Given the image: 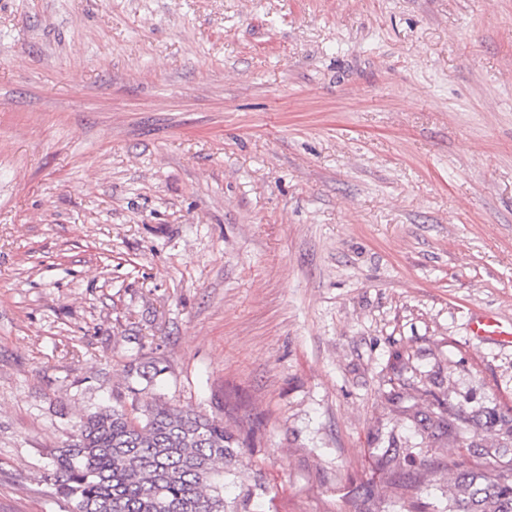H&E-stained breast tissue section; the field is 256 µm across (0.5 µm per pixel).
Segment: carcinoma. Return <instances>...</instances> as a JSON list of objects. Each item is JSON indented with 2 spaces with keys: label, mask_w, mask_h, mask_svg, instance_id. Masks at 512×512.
I'll return each instance as SVG.
<instances>
[{
  "label": "carcinoma",
  "mask_w": 512,
  "mask_h": 512,
  "mask_svg": "<svg viewBox=\"0 0 512 512\" xmlns=\"http://www.w3.org/2000/svg\"><path fill=\"white\" fill-rule=\"evenodd\" d=\"M404 413L428 442L461 450L433 462L448 473L442 512H512L511 406L477 414L426 390ZM244 451L222 421L167 404H118L88 415L77 441L50 453L46 478L71 512H252V489L224 496V476ZM379 469L398 499L424 479L395 443Z\"/></svg>",
  "instance_id": "obj_1"
}]
</instances>
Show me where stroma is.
Listing matches in <instances>:
<instances>
[{
  "instance_id": "stroma-1",
  "label": "stroma",
  "mask_w": 512,
  "mask_h": 512,
  "mask_svg": "<svg viewBox=\"0 0 512 512\" xmlns=\"http://www.w3.org/2000/svg\"><path fill=\"white\" fill-rule=\"evenodd\" d=\"M485 311L512 0H0V512H69L49 453L118 401L223 420L254 512H440L388 380L512 406ZM470 336L476 341H495L502 345H512V324H503L498 317L484 312L472 317ZM401 449L392 440V444H389V447L382 454L379 466V469L385 471L388 475L387 484L392 489L394 497L398 499L402 498L404 490L424 479V473L411 469L408 453L404 454Z\"/></svg>"
}]
</instances>
